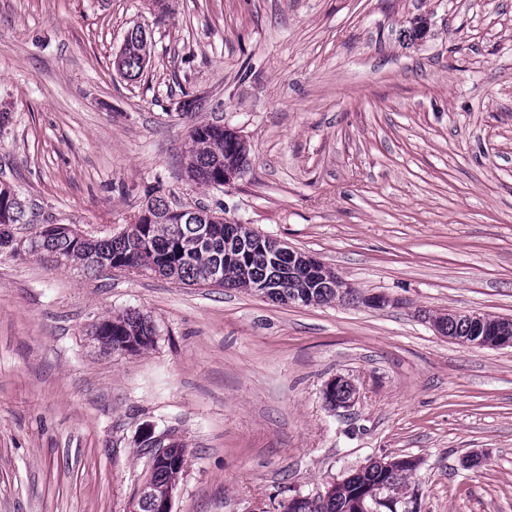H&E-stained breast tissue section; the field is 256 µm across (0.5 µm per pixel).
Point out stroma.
<instances>
[{
	"label": "stroma",
	"instance_id": "stroma-1",
	"mask_svg": "<svg viewBox=\"0 0 512 512\" xmlns=\"http://www.w3.org/2000/svg\"><path fill=\"white\" fill-rule=\"evenodd\" d=\"M138 27L131 81L114 60ZM1 111L0 182L32 221L0 249V512H129L172 441L173 512H281L384 457L416 460L412 512H512V348L432 322L512 320V0H0ZM211 123L249 154L207 187L186 162ZM149 188L390 303L282 304L23 249L47 224L119 234ZM130 309L153 345L106 349L94 325ZM339 376L357 394L335 409ZM148 49L147 37L142 29L129 31L117 56L118 70L131 80L138 78L149 54ZM451 315H465L471 328L475 330V334L481 332L479 339L470 341L475 336L471 333L465 332L467 323L464 321L463 316H449L448 314H441L433 318V323L440 321H447L448 319V335L454 336V340L458 343L468 346L475 347H512V322L510 323H499L503 318L487 316L488 320L484 315L479 314H463L457 312H448Z\"/></svg>",
	"mask_w": 512,
	"mask_h": 512
}]
</instances>
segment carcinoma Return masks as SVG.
I'll list each match as a JSON object with an SVG mask.
<instances>
[{
  "label": "carcinoma",
  "instance_id": "carcinoma-1",
  "mask_svg": "<svg viewBox=\"0 0 512 512\" xmlns=\"http://www.w3.org/2000/svg\"><path fill=\"white\" fill-rule=\"evenodd\" d=\"M148 54L145 32L140 28L129 31L117 56L118 70L131 80L138 78ZM191 140L193 148L187 170L196 183L222 185L224 166L244 167L248 155L246 142L224 127L197 126L191 132ZM143 212L151 218L139 217L117 236L78 237L72 226L61 224L52 236L39 232L28 242L27 251L75 262L90 271L132 268L145 274L175 278L188 285L212 283L213 275L218 272L223 275L221 286L242 288L282 303L329 304L353 296L352 289L333 273L318 282L304 280L294 252L240 224H226L204 208H188L175 218L162 200L153 198L147 201ZM25 215V204L15 191L1 185V249L13 245L12 228L23 223ZM264 282H272L274 287H258ZM433 321L448 322L450 336L467 335L462 316L441 314ZM94 335L114 351L132 353L151 346L156 332L146 315L130 310L98 322ZM413 469L405 458L384 459L346 476L328 500L285 502L280 504L281 512H355V500L360 497L377 500L384 492L397 502L398 491ZM180 472L181 465L172 456L167 463L149 467L148 481L163 494L175 488Z\"/></svg>",
  "mask_w": 512,
  "mask_h": 512
}]
</instances>
